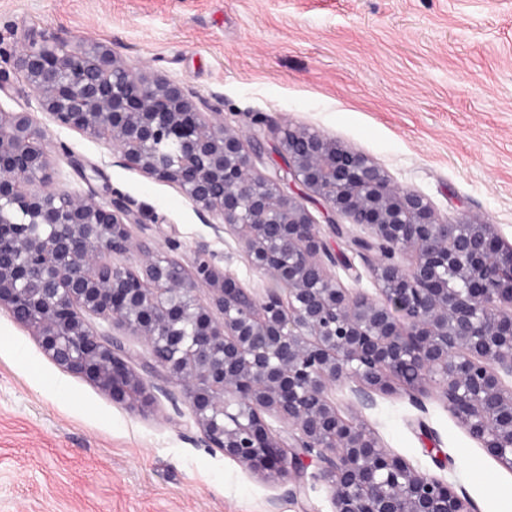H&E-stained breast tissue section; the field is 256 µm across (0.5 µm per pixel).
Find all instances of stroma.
Masks as SVG:
<instances>
[{"label": "stroma", "mask_w": 512, "mask_h": 512, "mask_svg": "<svg viewBox=\"0 0 512 512\" xmlns=\"http://www.w3.org/2000/svg\"><path fill=\"white\" fill-rule=\"evenodd\" d=\"M52 34L108 45L130 65L224 99L250 127L291 121L371 157L440 219L494 225L512 245V0H0V43ZM0 107L31 112L53 142L54 185L131 197L151 222L134 240L183 259L204 240L244 285L267 288L227 234L169 184L113 164L102 143L55 126L18 75ZM98 168L99 176L84 179ZM345 287L374 292L353 243L322 225ZM357 417L382 445L465 490L477 512H512V471L472 439L430 389L404 386ZM301 474L268 479L206 448L186 404L114 402L63 371L0 309V512H332L331 490Z\"/></svg>", "instance_id": "1"}]
</instances>
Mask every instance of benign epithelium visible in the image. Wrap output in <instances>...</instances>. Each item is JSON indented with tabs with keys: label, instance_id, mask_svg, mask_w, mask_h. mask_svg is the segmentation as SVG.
I'll use <instances>...</instances> for the list:
<instances>
[{
	"label": "benign epithelium",
	"instance_id": "1",
	"mask_svg": "<svg viewBox=\"0 0 512 512\" xmlns=\"http://www.w3.org/2000/svg\"><path fill=\"white\" fill-rule=\"evenodd\" d=\"M63 129L107 145L112 163L177 188L205 224L224 230L256 273L259 295L220 266L205 241L186 265L180 242L136 247L143 211L53 187L52 145L32 113L0 107V309L30 329L58 366L116 402L155 403L122 358V337L180 389L205 446L277 479L317 458L333 512H475L465 492L419 471L330 397L371 408L392 380L416 405L433 385L448 411L512 470V245L491 224L439 219L367 155L318 131L270 127L279 168L303 191L258 171L262 132L224 116V99L136 71L104 44L43 34L0 48ZM333 231L362 226L357 246L376 294L333 277L336 264L305 200ZM139 252V261L116 257ZM207 294L200 295V287ZM288 426L283 440L269 419Z\"/></svg>",
	"mask_w": 512,
	"mask_h": 512
}]
</instances>
